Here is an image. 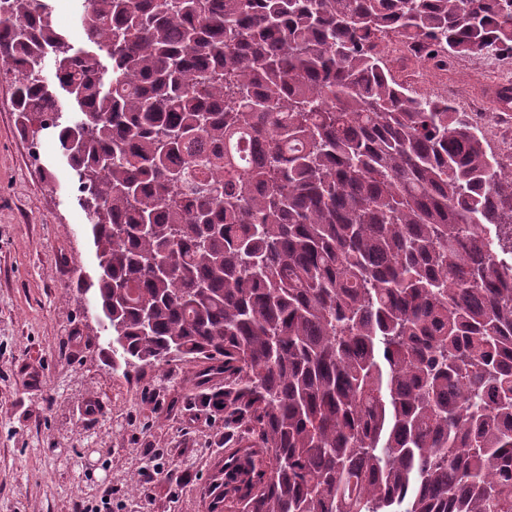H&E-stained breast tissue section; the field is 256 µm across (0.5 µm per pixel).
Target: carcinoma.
<instances>
[{
  "label": "carcinoma",
  "instance_id": "carcinoma-1",
  "mask_svg": "<svg viewBox=\"0 0 512 512\" xmlns=\"http://www.w3.org/2000/svg\"><path fill=\"white\" fill-rule=\"evenodd\" d=\"M81 23L93 59L49 0H0V69L77 177L112 355L222 381L226 512H512V168L383 50L512 56V0H82Z\"/></svg>",
  "mask_w": 512,
  "mask_h": 512
}]
</instances>
